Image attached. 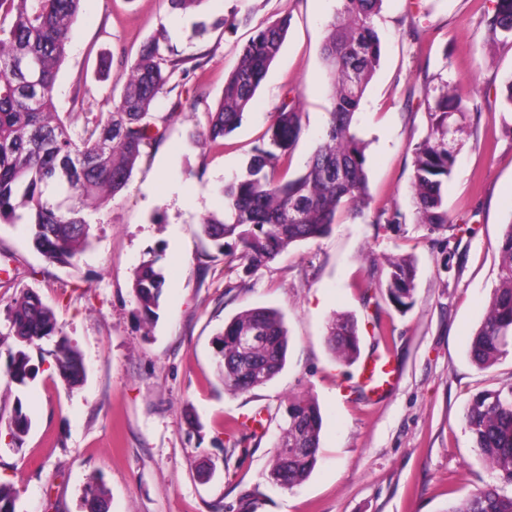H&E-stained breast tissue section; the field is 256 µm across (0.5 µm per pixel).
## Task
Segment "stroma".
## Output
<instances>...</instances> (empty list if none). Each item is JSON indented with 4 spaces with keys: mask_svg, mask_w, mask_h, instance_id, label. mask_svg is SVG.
I'll return each instance as SVG.
<instances>
[{
    "mask_svg": "<svg viewBox=\"0 0 512 512\" xmlns=\"http://www.w3.org/2000/svg\"><path fill=\"white\" fill-rule=\"evenodd\" d=\"M337 0H82L55 84L58 112H109L131 64L158 29L191 66L155 107L170 114L164 137L137 163L127 187L92 218L91 246L72 266L48 262L26 225L0 224V334L9 308L32 290L80 352L85 378L68 389L52 359L31 349L37 377L18 389L0 346V418L23 403L32 425L22 445L0 431V480L16 512H88L101 484L109 512H446L486 484L512 495L472 446L463 415L479 392L512 382V352L489 369L470 357L473 332L498 283L497 242L512 217V40L492 43L493 0H383L379 66L354 117L365 144L371 211L396 216L380 229L343 218L322 238L289 247L253 273L228 268L201 237L200 219L221 209L220 190L239 174L288 91L301 95L303 131L292 153L300 173L327 121L321 58ZM250 26L225 28L232 9ZM286 16L287 40L256 104L223 147H204L207 124L256 28ZM206 24L197 34V24ZM440 76L470 96L454 113L453 173L444 187L453 227L430 232L413 201L414 149L431 127L424 85ZM184 110L173 113L175 101ZM409 255L414 303L400 312L385 293L373 324L362 303L370 260ZM157 259L166 278L152 321L138 309L137 268ZM285 317V368L267 384L227 392L213 341L246 308ZM353 315L360 354L337 361L326 340L333 316ZM385 356L397 383L374 392L364 364ZM314 397L323 418L317 463L291 490L265 478L289 397Z\"/></svg>",
    "mask_w": 512,
    "mask_h": 512,
    "instance_id": "stroma-1",
    "label": "stroma"
}]
</instances>
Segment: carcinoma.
Segmentation results:
<instances>
[{"label": "carcinoma", "mask_w": 512, "mask_h": 512, "mask_svg": "<svg viewBox=\"0 0 512 512\" xmlns=\"http://www.w3.org/2000/svg\"><path fill=\"white\" fill-rule=\"evenodd\" d=\"M327 24L321 54L329 86L328 121L321 143L296 176L288 158L302 133L300 95L284 96L244 171L224 184L222 216L200 224L201 234L218 247L225 264L237 261L256 269L275 261L293 244L329 234L338 217L392 224L385 212L369 213L364 142L352 131L353 119L378 66L381 41L377 28L383 0H339ZM81 0H0V224H25L36 250L50 262L71 265L89 244L90 215L107 206L128 184L136 163L160 135L167 117L154 112L183 59L164 30L141 51L112 111L62 117L54 105L57 72L72 37ZM290 18L280 17L254 31L224 81L223 94L203 131L215 146L235 131L250 111L256 93L280 54ZM492 40L512 39V0H494L487 20ZM424 103L432 116L431 132L415 148L414 203L419 222L436 231L448 227L443 186L455 156L448 147L454 129L448 119L462 111V97L442 77L426 84ZM499 285L470 346L480 369L496 364L512 346V219L498 241ZM157 260L135 273L134 291L141 314L156 315L165 277ZM416 267L408 256H395L368 269L363 300L385 290L400 311L413 305ZM257 330L251 350L240 337ZM11 352L8 372L19 388L36 377L28 349L54 341V368L68 386L84 376L79 351L58 325L54 311L32 291H24L10 309ZM328 344L336 358L354 362L359 355L355 319L335 316ZM288 330L274 308L237 313L214 339L217 372L224 389L247 391L272 380L284 367ZM474 448L492 469L512 482V383L476 395L464 415ZM7 428L19 445L31 428L22 402H16ZM322 415L306 396L288 401L281 439L267 470V480L291 489L314 469L321 442ZM91 512H108L107 490L89 489ZM16 493L0 482V512H15ZM447 512H512V495L488 485L448 507Z\"/></svg>", "instance_id": "carcinoma-1"}]
</instances>
